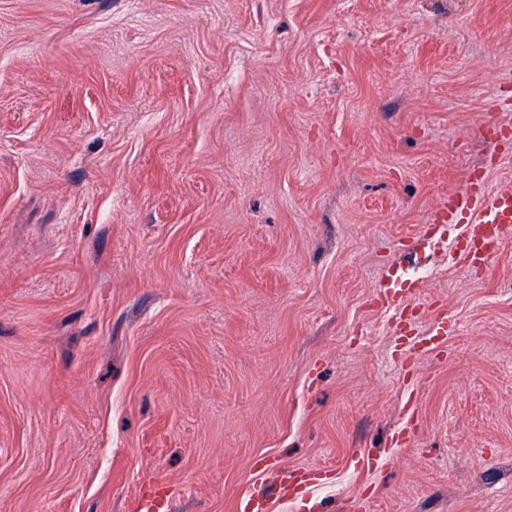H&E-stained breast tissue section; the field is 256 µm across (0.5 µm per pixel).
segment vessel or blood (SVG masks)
<instances>
[{"instance_id": "obj_1", "label": "vessel or blood", "mask_w": 512, "mask_h": 512, "mask_svg": "<svg viewBox=\"0 0 512 512\" xmlns=\"http://www.w3.org/2000/svg\"><path fill=\"white\" fill-rule=\"evenodd\" d=\"M439 214L448 223H455L459 215H467L463 227V241L472 243L480 254V262L490 265L499 252L504 238L512 233V190L489 192L485 184L468 183L465 189L448 198L446 208ZM170 494L161 481L149 482L141 494L139 512H168Z\"/></svg>"}]
</instances>
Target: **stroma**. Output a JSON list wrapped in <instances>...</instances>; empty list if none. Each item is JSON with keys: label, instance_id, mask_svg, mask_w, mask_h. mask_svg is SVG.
I'll use <instances>...</instances> for the list:
<instances>
[{"label": "stroma", "instance_id": "obj_1", "mask_svg": "<svg viewBox=\"0 0 512 512\" xmlns=\"http://www.w3.org/2000/svg\"><path fill=\"white\" fill-rule=\"evenodd\" d=\"M489 123L512 0H0V512H512ZM468 214L463 227V242H472L480 252V262L488 268L499 252L504 238L512 232V190L490 193L485 183L470 181L465 189L448 197L447 207L435 216H441L448 224H457L459 215ZM169 501L168 485L161 481H150L146 490L140 496L138 511L167 512Z\"/></svg>", "mask_w": 512, "mask_h": 512}]
</instances>
